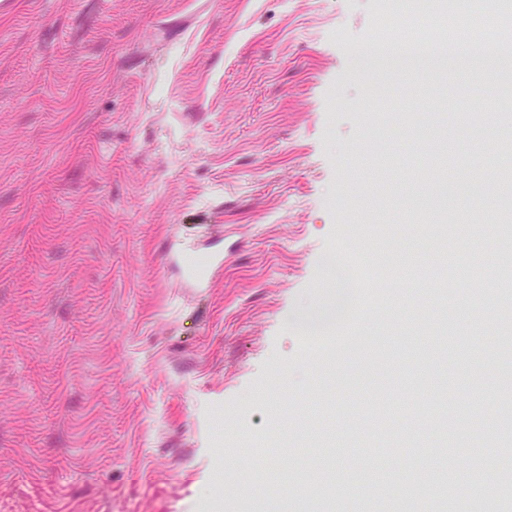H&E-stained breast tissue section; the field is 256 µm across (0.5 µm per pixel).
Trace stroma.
Returning <instances> with one entry per match:
<instances>
[{
	"label": "stroma",
	"instance_id": "obj_1",
	"mask_svg": "<svg viewBox=\"0 0 512 512\" xmlns=\"http://www.w3.org/2000/svg\"><path fill=\"white\" fill-rule=\"evenodd\" d=\"M393 0H0V512H417L421 425L469 432L512 341L495 254L448 325L440 244L499 229L512 58H358ZM451 154L447 173L413 159ZM218 254L195 287L179 251ZM378 282L326 345L327 254ZM481 357L448 375V332ZM392 454L394 475L379 468ZM455 471L496 473L465 441Z\"/></svg>",
	"mask_w": 512,
	"mask_h": 512
}]
</instances>
